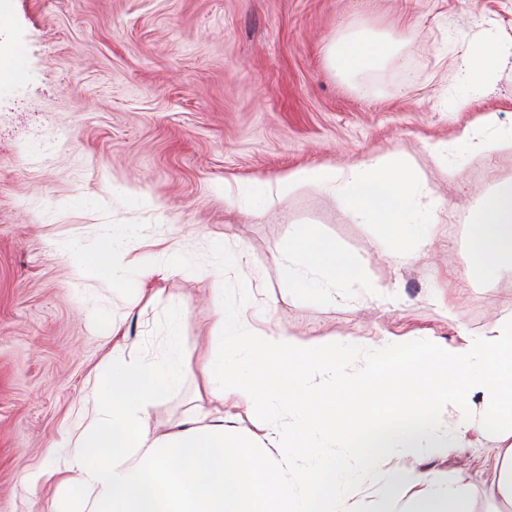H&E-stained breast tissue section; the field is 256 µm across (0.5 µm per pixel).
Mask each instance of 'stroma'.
<instances>
[{"label": "stroma", "instance_id": "1", "mask_svg": "<svg viewBox=\"0 0 512 512\" xmlns=\"http://www.w3.org/2000/svg\"><path fill=\"white\" fill-rule=\"evenodd\" d=\"M10 18L27 66L22 83L0 88V512H55L53 487L32 495L18 478L51 464L112 349L113 324L150 359L166 346L171 310L181 312L187 374L153 408L150 427L162 435L198 402L199 362L215 340L210 289L234 305L251 282L270 330L314 344L357 340L351 374L372 346L445 345L512 314V272L487 281L468 257L471 215L483 194L512 181V155L489 158L460 141L488 112L512 126V69L486 89L457 76L481 41L512 43V0H11ZM358 29L389 34L399 51L355 83L327 51ZM438 140L447 160L428 150ZM372 154L407 155L425 176L428 190L415 198L422 223L404 241L359 223L319 186L276 185ZM255 178L272 187L248 206L237 184ZM303 224L349 253L366 287L325 302L291 292L288 245ZM118 225L137 248L111 288L79 266L84 251L111 245ZM164 239L183 244L190 270H167ZM399 247L412 254L401 265L389 258ZM238 251L243 267L225 263ZM143 261L166 269L147 294ZM224 413L256 443L294 425L229 405ZM468 439L456 455L400 468L450 477L473 467L471 508L491 512L492 424Z\"/></svg>", "mask_w": 512, "mask_h": 512}]
</instances>
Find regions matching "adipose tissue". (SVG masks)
<instances>
[{
  "label": "adipose tissue",
  "instance_id": "1",
  "mask_svg": "<svg viewBox=\"0 0 512 512\" xmlns=\"http://www.w3.org/2000/svg\"><path fill=\"white\" fill-rule=\"evenodd\" d=\"M393 53L386 38L354 32L331 46L329 60L334 70L354 78L383 69ZM511 58V50L488 40L464 59L463 74L484 81ZM483 125L490 135L464 134L470 149L512 154V127L499 126L493 112ZM285 182L333 192L354 218L388 236L404 239L417 226L412 201L423 183L404 157L373 154L345 168H303ZM470 244V259L486 280L512 271V182L482 197ZM286 274L291 290L319 301L335 289L364 285L358 263L306 226L291 238ZM214 312L217 336L201 369L206 404L170 434L156 435L149 426L156 401L177 391L185 376L178 312L170 314L160 358L144 359L126 337L113 336L112 356L80 401L78 419L62 437V454L51 467L25 475L23 484L33 489L56 481L61 501L90 502L89 512H309L317 475L326 471L338 474L344 489L329 494L321 512H358L356 496L365 488L375 489L378 512H472L468 469L450 480L409 475L396 481L393 462L424 449L455 455L469 429L493 417L500 424L490 497L512 507V316L476 338L461 332L447 346L428 339L387 344L356 374L344 376L340 370L353 342L316 346L259 329L244 305L230 308L219 300ZM321 371L335 373L336 382L312 385ZM475 388L485 397L479 406L470 400ZM228 401L260 419L292 415L305 438L292 445L275 429L256 449L226 426ZM433 404L459 409L454 427L429 433L410 423L415 410ZM376 417L389 418V426L370 433L352 454L336 457L335 448L345 447L364 421ZM289 451L312 462L296 488L282 475Z\"/></svg>",
  "mask_w": 512,
  "mask_h": 512
}]
</instances>
